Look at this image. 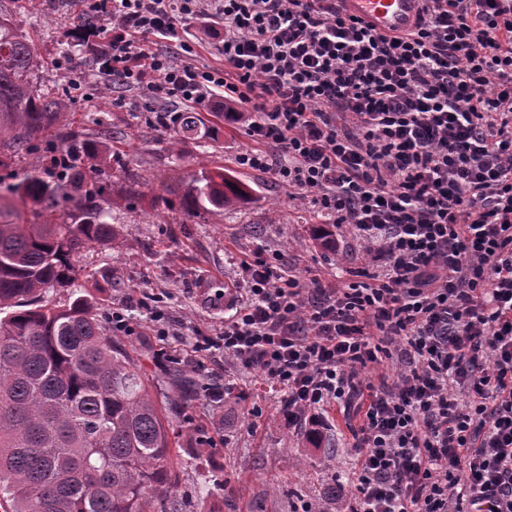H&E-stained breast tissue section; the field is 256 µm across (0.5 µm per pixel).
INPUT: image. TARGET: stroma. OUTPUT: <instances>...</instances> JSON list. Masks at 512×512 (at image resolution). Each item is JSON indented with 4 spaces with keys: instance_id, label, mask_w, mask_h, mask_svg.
Segmentation results:
<instances>
[{
    "instance_id": "stroma-1",
    "label": "stroma",
    "mask_w": 512,
    "mask_h": 512,
    "mask_svg": "<svg viewBox=\"0 0 512 512\" xmlns=\"http://www.w3.org/2000/svg\"><path fill=\"white\" fill-rule=\"evenodd\" d=\"M0 12L43 60V90L70 102L73 129L122 158L121 166L98 174L122 245L82 252L76 266L104 326H111L116 311L138 323V334L117 342L152 383L156 400L164 404L175 396V377L197 382L181 416L172 420L171 470L182 512H293L304 500L349 497L355 413L328 409L314 437L307 429H291L279 394L260 370L243 368L220 349L196 353L195 342L223 328L224 282L233 278L243 251H280L285 267L297 270L302 281L315 275L330 286L341 268L367 266L369 256L340 229L335 249H323L310 234L318 221L311 208L289 198L271 174L237 167V153L250 144L244 124L217 118L205 107L177 104L180 114L218 129L208 148L183 142L177 161L167 149L176 128L143 136L144 95L129 91L117 105L95 82L100 49L81 0H0ZM60 147L57 139L40 141L17 158L1 143L0 177L16 181ZM218 167L234 170L250 186L246 203L221 216L184 209L189 178ZM157 294L164 297L172 329L163 340L149 319ZM327 438L334 449L324 447ZM292 459L300 460L299 468L289 467Z\"/></svg>"
}]
</instances>
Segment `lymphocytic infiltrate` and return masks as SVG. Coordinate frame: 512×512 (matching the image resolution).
<instances>
[{
  "mask_svg": "<svg viewBox=\"0 0 512 512\" xmlns=\"http://www.w3.org/2000/svg\"><path fill=\"white\" fill-rule=\"evenodd\" d=\"M99 77L250 116L245 169L346 228L362 280L301 284L278 253L237 267L219 346L283 394L289 426L361 392L345 512H512V0H424L383 35L338 0H83ZM217 25L223 68L161 49ZM395 361L392 384L358 371Z\"/></svg>",
  "mask_w": 512,
  "mask_h": 512,
  "instance_id": "lymphocytic-infiltrate-1",
  "label": "lymphocytic infiltrate"
}]
</instances>
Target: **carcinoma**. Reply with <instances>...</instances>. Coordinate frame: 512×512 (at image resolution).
Instances as JSON below:
<instances>
[{
    "mask_svg": "<svg viewBox=\"0 0 512 512\" xmlns=\"http://www.w3.org/2000/svg\"><path fill=\"white\" fill-rule=\"evenodd\" d=\"M40 60L0 14V137L17 151L61 126L66 167L41 166L0 184V512H181L172 496L170 420L145 375L116 346L81 295L74 257L116 244L102 189L76 167L104 159L66 125L62 100L37 85ZM187 117L179 137L213 140ZM248 185L218 167L194 176L182 205L222 215L245 203ZM73 300L60 307L48 293Z\"/></svg>",
    "mask_w": 512,
    "mask_h": 512,
    "instance_id": "obj_1",
    "label": "carcinoma"
}]
</instances>
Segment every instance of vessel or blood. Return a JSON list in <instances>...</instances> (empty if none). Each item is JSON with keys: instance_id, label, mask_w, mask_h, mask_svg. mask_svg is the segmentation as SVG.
Listing matches in <instances>:
<instances>
[{"instance_id": "vessel-or-blood-1", "label": "vessel or blood", "mask_w": 512, "mask_h": 512, "mask_svg": "<svg viewBox=\"0 0 512 512\" xmlns=\"http://www.w3.org/2000/svg\"><path fill=\"white\" fill-rule=\"evenodd\" d=\"M421 6V0H341L346 14L362 19L381 34L412 29Z\"/></svg>"}]
</instances>
